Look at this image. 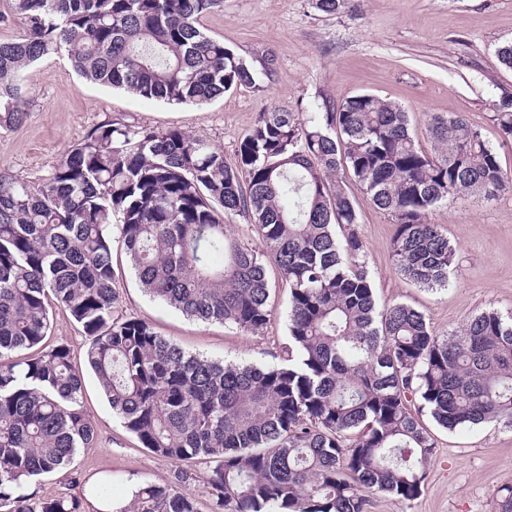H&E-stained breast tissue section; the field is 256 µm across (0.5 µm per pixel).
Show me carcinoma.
<instances>
[{"mask_svg":"<svg viewBox=\"0 0 512 512\" xmlns=\"http://www.w3.org/2000/svg\"><path fill=\"white\" fill-rule=\"evenodd\" d=\"M223 0H8L22 34L0 41V128L27 118L22 72L63 54L86 80L148 100L204 103L256 85L202 16ZM492 120L512 141V103ZM431 150L408 112L373 94L325 112H263L233 163L178 128L91 129L38 188L0 173V509L33 512L28 480L56 474L97 438L68 346L43 347L55 305L79 323L85 363L112 410L161 456L214 463L212 512H368L381 493L411 501L434 442L428 411L454 430L512 424V313L486 310L448 336L409 305H376L345 167L396 224L392 254L423 287H446L455 250L427 221L464 196L494 199L512 170L464 116L428 113ZM120 216L119 224L113 217ZM242 216L260 246L225 223ZM141 288L184 316L258 334L270 322L266 261L290 290L288 347L271 366L185 352L114 316L111 226ZM420 401L411 409L412 399ZM96 512H195L177 486H139ZM40 512H84L50 498Z\"/></svg>","mask_w":512,"mask_h":512,"instance_id":"obj_1","label":"carcinoma"}]
</instances>
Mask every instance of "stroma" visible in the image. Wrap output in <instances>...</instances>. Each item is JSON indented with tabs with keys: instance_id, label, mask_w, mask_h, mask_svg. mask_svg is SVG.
Returning <instances> with one entry per match:
<instances>
[{
	"instance_id": "35a3bbf8",
	"label": "stroma",
	"mask_w": 512,
	"mask_h": 512,
	"mask_svg": "<svg viewBox=\"0 0 512 512\" xmlns=\"http://www.w3.org/2000/svg\"><path fill=\"white\" fill-rule=\"evenodd\" d=\"M256 73V86L240 87L205 103L145 100L80 77L67 57L52 55L24 73L33 100L26 121L0 130V172L39 186L52 165L85 133L103 122L137 129L180 128L223 149L235 161L241 141L262 112H321L344 99L370 93L397 103L410 115L411 131L429 147L424 116L464 115L512 169V143H503L491 120L495 104L512 99V70L498 65L496 48L512 40V0H347L336 14L314 8L313 0H224L200 20ZM366 243V265L379 305L404 303L422 312L433 332L446 335L469 317L493 308L512 312V189L495 199L468 197L428 214L456 250L445 287L414 284L399 271L391 252L395 222L353 189ZM120 302L116 316L149 323L186 352L216 361L278 362L288 344L289 288L268 265L271 320L258 334L235 326L187 319L140 287L120 242L112 244ZM46 344H67L84 366L88 338L69 313L55 308ZM94 421V447L78 449L64 476L51 475L24 487L29 505L48 498L83 499L96 512L91 488L112 482L114 502L151 483L173 484L187 473L196 512H211L200 493L210 470L206 460L165 458L144 448L104 399L92 372L84 374L81 399ZM421 421L435 439L429 473L411 501L375 494L369 512H497L498 497L512 487V427L491 422L455 431L430 416Z\"/></svg>"
}]
</instances>
